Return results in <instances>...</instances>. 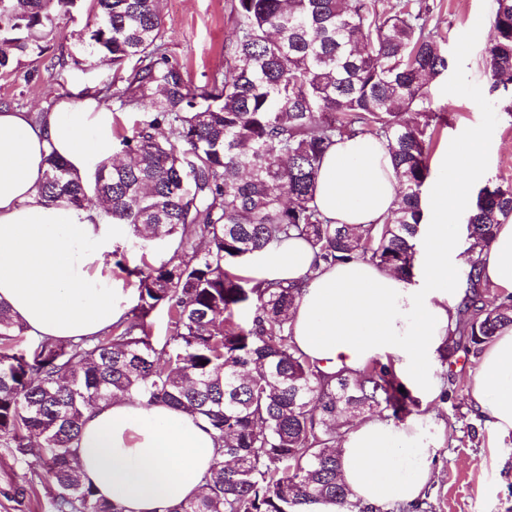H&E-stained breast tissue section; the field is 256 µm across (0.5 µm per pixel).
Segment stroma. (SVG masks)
<instances>
[{
    "instance_id": "stroma-1",
    "label": "stroma",
    "mask_w": 512,
    "mask_h": 512,
    "mask_svg": "<svg viewBox=\"0 0 512 512\" xmlns=\"http://www.w3.org/2000/svg\"><path fill=\"white\" fill-rule=\"evenodd\" d=\"M411 10L430 9L429 25L448 54V73L429 87L433 109L447 113L448 125L436 141L443 153L455 140L480 131L485 148L472 191L491 182H512V114L504 112L485 72L482 52L492 35L493 0H409ZM166 30L165 51L187 72L193 86L209 83L224 68V45L235 30L231 0H161ZM481 29H474V21ZM93 17L87 0H77L58 19V34L41 57L22 59L10 72H0V103L25 112H49L63 100H76L77 90L95 92L116 110L121 127L141 120L138 112L117 111L107 88L113 83L111 63L90 53L83 40ZM476 370L473 357L453 366L457 393L445 404L424 396V414L414 417L416 433L432 448L435 473L429 500L435 512H512V437H497L469 398Z\"/></svg>"
}]
</instances>
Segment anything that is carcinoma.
I'll return each instance as SVG.
<instances>
[{"mask_svg": "<svg viewBox=\"0 0 512 512\" xmlns=\"http://www.w3.org/2000/svg\"><path fill=\"white\" fill-rule=\"evenodd\" d=\"M71 2L0 0V71L40 56ZM89 12L92 51L124 83L118 110L148 117L116 134L112 159L84 178L49 156L37 200L79 209L91 193L106 222L180 260L117 261L137 302L76 343L19 347L25 328L0 305V446L26 471L14 493L45 490L50 512H122L74 477L84 409L120 393L196 414L224 442L228 460L178 512H294L323 498L384 512L350 500L343 428L372 415L401 424L421 413L420 399L390 359L324 374L293 342L300 285L240 268L299 238L316 268L363 260L412 284L433 141L448 124L427 90L448 71L438 34L401 2L232 0L224 71L196 88L165 53L160 0H89ZM491 24L483 59L512 112V0H494ZM345 135L389 143L401 202L382 224H333L314 205L323 157ZM511 220L512 183L483 186L467 215L468 267L437 350L443 366L460 351L480 357L512 327V293H490L482 276L485 249ZM159 307L168 320L158 348L148 317Z\"/></svg>", "mask_w": 512, "mask_h": 512, "instance_id": "obj_1", "label": "carcinoma"}]
</instances>
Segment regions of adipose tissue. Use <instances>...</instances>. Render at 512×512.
<instances>
[{"label":"adipose tissue","instance_id":"1","mask_svg":"<svg viewBox=\"0 0 512 512\" xmlns=\"http://www.w3.org/2000/svg\"><path fill=\"white\" fill-rule=\"evenodd\" d=\"M114 151L113 116L93 94L38 116L0 111V305L32 339L97 335L136 299L134 289L112 282L123 225L106 223L99 206L36 200L49 155L84 177ZM482 156V137L474 133L437 161L440 173L421 200L418 287L366 262L314 267L312 251L298 239L252 257L258 278L301 282L290 311L293 341L324 373L356 372L389 356L409 388H434L430 358L454 322V271L463 261L451 217L468 203ZM314 203L337 224L382 223L399 204L386 142L337 140L322 160ZM483 275L512 292V222L499 225L485 250ZM471 402L498 436H512V327L481 355ZM84 419L74 447L77 476L123 512H177L203 492L223 451L200 417L163 402L119 394L89 407ZM412 434V424L376 417L351 426L339 462L353 499L384 510L422 498L431 450Z\"/></svg>","mask_w":512,"mask_h":512}]
</instances>
